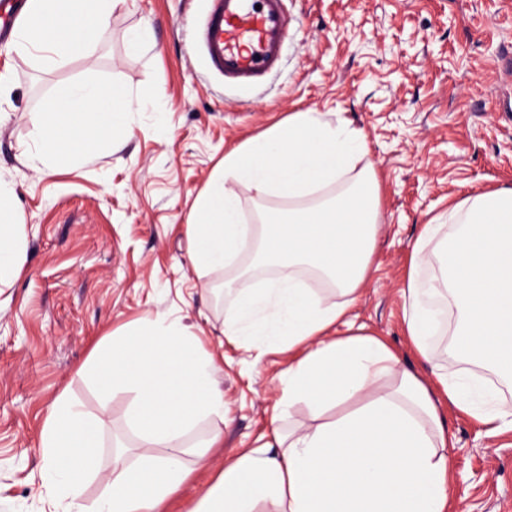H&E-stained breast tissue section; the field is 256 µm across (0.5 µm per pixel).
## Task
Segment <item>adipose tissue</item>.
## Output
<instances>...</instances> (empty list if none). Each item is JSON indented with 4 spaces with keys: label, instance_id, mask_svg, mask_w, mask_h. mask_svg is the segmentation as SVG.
Instances as JSON below:
<instances>
[{
    "label": "adipose tissue",
    "instance_id": "adipose-tissue-1",
    "mask_svg": "<svg viewBox=\"0 0 512 512\" xmlns=\"http://www.w3.org/2000/svg\"><path fill=\"white\" fill-rule=\"evenodd\" d=\"M113 7V0H27L17 45L47 44L50 62H62L102 30ZM142 107L118 88L72 86L38 114L41 160L119 139ZM365 155L349 121L294 112L225 152L193 204L195 267L226 266L254 244L265 257L266 272L252 287L225 281L221 333L248 351L290 353L270 424L279 427L299 404L310 420L227 464L196 512H449L453 465L430 389L381 339L347 329L371 275L381 217ZM241 186L271 203L256 222L244 213ZM14 200L12 186L0 183V289L13 287L27 246ZM427 265L432 275L420 278ZM402 296L405 333L423 358L442 311H456L454 334L471 368L435 371L449 406L492 434L512 430V404L476 373L512 380V189L465 198L423 225ZM217 370L183 325L163 317L97 351L88 373L101 395L130 394L142 449L116 456L95 512H164L189 475L179 448L198 457L207 451L206 443L187 444V434L201 419L224 415ZM386 379L390 387L381 388ZM351 400L354 409L324 421L328 409ZM100 430L70 396L56 398L39 442L50 512H85V489L101 473Z\"/></svg>",
    "mask_w": 512,
    "mask_h": 512
}]
</instances>
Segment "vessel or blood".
<instances>
[{"label":"vessel or blood","instance_id":"vessel-or-blood-1","mask_svg":"<svg viewBox=\"0 0 512 512\" xmlns=\"http://www.w3.org/2000/svg\"><path fill=\"white\" fill-rule=\"evenodd\" d=\"M191 39L210 71L225 81L251 84L274 72L288 36L284 0H207Z\"/></svg>","mask_w":512,"mask_h":512}]
</instances>
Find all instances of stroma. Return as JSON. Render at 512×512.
<instances>
[{
	"instance_id": "stroma-1",
	"label": "stroma",
	"mask_w": 512,
	"mask_h": 512,
	"mask_svg": "<svg viewBox=\"0 0 512 512\" xmlns=\"http://www.w3.org/2000/svg\"><path fill=\"white\" fill-rule=\"evenodd\" d=\"M206 0H119L106 32L60 65L0 43V181L13 186L28 248L0 307V512H46L39 433L61 394L102 422L103 474L112 443L136 448L130 398L102 397L82 375L109 335L159 315L181 319L217 359L223 418L188 442L218 441L167 502L194 512L226 462L265 443L280 396L284 353L221 340L228 278L252 283L250 255L195 270L190 207L229 149L314 109L365 136L381 185L375 269L350 312L354 329L383 338L405 367L462 369L453 340L417 359L402 325V290L422 224L449 202L512 188V0H285L279 68L253 85L213 77L189 47ZM141 31L139 50L127 46ZM94 81L150 102L131 132L84 158L37 161L36 115L60 87ZM456 470L451 512H512V432L440 402ZM211 440V439H210Z\"/></svg>"
}]
</instances>
